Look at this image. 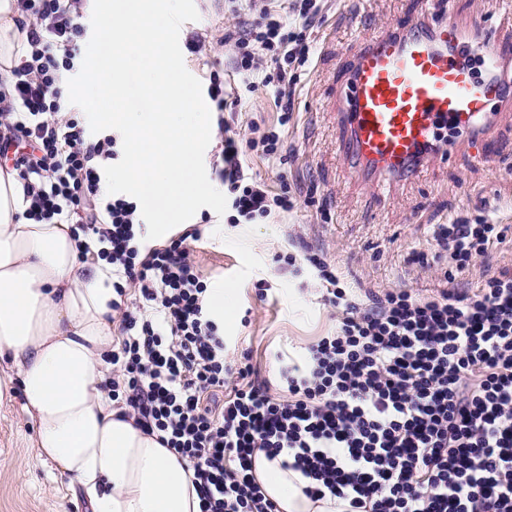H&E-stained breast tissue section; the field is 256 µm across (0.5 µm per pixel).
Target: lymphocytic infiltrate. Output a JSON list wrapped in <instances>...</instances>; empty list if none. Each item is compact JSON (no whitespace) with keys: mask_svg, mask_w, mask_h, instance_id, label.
Instances as JSON below:
<instances>
[{"mask_svg":"<svg viewBox=\"0 0 512 512\" xmlns=\"http://www.w3.org/2000/svg\"><path fill=\"white\" fill-rule=\"evenodd\" d=\"M20 3L31 50L0 112V157L23 151L15 167L30 219L79 222L111 263L121 314L112 399L193 469L201 512H280L253 474L258 450L300 472L306 496L347 501L349 512H512V270L485 275L470 293L451 287L476 258L512 243V225H439L448 286L426 297L399 289L359 299L335 265L306 252L342 317L300 362L281 366L272 393L247 360L225 355L188 248L200 229L145 247L136 202L99 191L104 166L119 157L116 137L94 140L57 119L86 32L80 0ZM319 12V0H250L248 18L224 34L242 85L273 93L279 114L246 145L221 139L219 175L244 223L295 207L293 195L248 182L240 155L280 154Z\"/></svg>","mask_w":512,"mask_h":512,"instance_id":"1","label":"lymphocytic infiltrate"}]
</instances>
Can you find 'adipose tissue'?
Listing matches in <instances>:
<instances>
[{
  "label": "adipose tissue",
  "mask_w": 512,
  "mask_h": 512,
  "mask_svg": "<svg viewBox=\"0 0 512 512\" xmlns=\"http://www.w3.org/2000/svg\"><path fill=\"white\" fill-rule=\"evenodd\" d=\"M18 0H0V75L30 51ZM23 182L0 168V404L21 389L39 458L67 477L92 512H200L186 462L110 395L116 340L112 266L69 224L26 215ZM253 473L280 512H345L313 500L300 473L255 452Z\"/></svg>",
  "instance_id": "adipose-tissue-1"
}]
</instances>
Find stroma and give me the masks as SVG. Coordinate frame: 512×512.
<instances>
[{"label": "stroma", "mask_w": 512, "mask_h": 512, "mask_svg": "<svg viewBox=\"0 0 512 512\" xmlns=\"http://www.w3.org/2000/svg\"><path fill=\"white\" fill-rule=\"evenodd\" d=\"M415 0H324L310 33L312 64L292 91L293 119L280 158L242 157L245 172L268 190L298 191L293 212L252 224L201 208L191 219L202 236L190 252L208 285L232 290L234 313L220 322L228 356L247 352L257 374L278 385V354L299 357L306 342L334 332L340 315L322 300L309 271L280 269L276 258L323 250L351 287L384 293L406 288L428 295L446 285L447 258L438 254L437 225L460 219L512 224V110L492 131L495 163L460 148L450 162L430 165L419 178L379 198L343 172L339 132L329 110L340 78L363 42L404 18ZM198 20L184 23L180 43L199 34L206 50L184 53L187 70L202 77L224 72L230 52L222 38L237 20L224 0H195ZM456 19L479 22L512 42V0H453ZM272 96L243 98L224 118L239 139L277 122ZM22 398L0 406V512H90L65 478L32 447L35 430Z\"/></svg>", "instance_id": "35a3bbf8"}]
</instances>
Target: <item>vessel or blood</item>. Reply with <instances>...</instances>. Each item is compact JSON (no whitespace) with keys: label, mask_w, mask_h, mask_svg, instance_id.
<instances>
[{"label":"vessel or blood","mask_w":512,"mask_h":512,"mask_svg":"<svg viewBox=\"0 0 512 512\" xmlns=\"http://www.w3.org/2000/svg\"><path fill=\"white\" fill-rule=\"evenodd\" d=\"M480 51L483 76L463 62ZM512 44L482 24L460 26L447 0H418L417 10L367 40L341 81L334 111L349 171L376 192L450 160L458 141L489 151L500 110L512 108ZM453 122L456 140L438 135Z\"/></svg>","instance_id":"1"}]
</instances>
